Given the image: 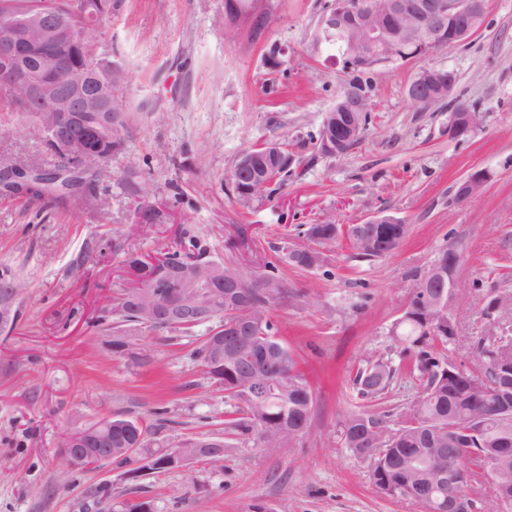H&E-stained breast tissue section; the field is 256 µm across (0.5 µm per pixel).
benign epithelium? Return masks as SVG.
<instances>
[{
	"instance_id": "7a95c632",
	"label": "benign epithelium",
	"mask_w": 512,
	"mask_h": 512,
	"mask_svg": "<svg viewBox=\"0 0 512 512\" xmlns=\"http://www.w3.org/2000/svg\"><path fill=\"white\" fill-rule=\"evenodd\" d=\"M488 8V0H331L320 18L319 41L341 37L342 57L368 68H375L396 55L399 37L386 26L367 25L358 40L349 38L357 17H366L380 10L402 21L411 33L410 42L416 44L412 54L404 59L424 56L447 47L459 45L479 30V20ZM103 5L84 4L85 26L77 31L68 11H17L0 18V73L21 96L23 103L35 112L37 124L47 136L58 142L63 153L77 165L56 170L57 179L66 178L69 190L75 192L87 184L84 179L89 162L102 164V145L112 142L123 125V105L120 88L125 77L112 63L106 51L91 60L83 51L82 41L97 30ZM451 21L458 27L448 40L438 37ZM454 72L444 67L422 69L410 85L412 101L428 107L453 93ZM343 111L329 110L323 118L321 152L341 155L365 134V117L370 107V93L349 81L338 97ZM478 124V114L469 106L453 109L448 122V136L462 139L472 135ZM288 151L279 141L265 143L243 151L231 169V184L237 185L239 175L249 174L255 181L271 183L274 177L262 161ZM486 169L470 171L456 186L455 201L465 203L477 197L491 180ZM448 278L438 275L441 262L426 268L437 287V299L454 300L460 255L453 251L448 257ZM6 289L0 292V323L8 325L16 315L22 286L6 276ZM126 297L137 303L139 314L147 324L160 320L173 321L189 303L213 313V302L222 293L244 305L250 292L263 290L273 295L274 283L264 275L250 279L239 274L226 276L215 265L189 262L175 270L168 290L149 287L138 275H124ZM234 336L230 348L237 349L249 341L253 325L247 321V311L241 310L237 320L218 325L203 338L206 348L216 361L224 360V333ZM87 446L102 448L114 454L112 448V421L106 420L94 427L87 425L66 433L63 453L70 467L80 462ZM196 448H169L160 463L162 467L175 466L182 470L198 461Z\"/></svg>"
}]
</instances>
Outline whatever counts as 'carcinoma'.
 I'll return each instance as SVG.
<instances>
[{
	"instance_id": "cac0c4a2",
	"label": "carcinoma",
	"mask_w": 512,
	"mask_h": 512,
	"mask_svg": "<svg viewBox=\"0 0 512 512\" xmlns=\"http://www.w3.org/2000/svg\"><path fill=\"white\" fill-rule=\"evenodd\" d=\"M35 5L43 8H76L73 0H0V13L11 8ZM43 183L31 190V197L44 200L63 196ZM408 228L397 224H377L367 229L363 224H308L303 234L308 239L320 240V245L331 250L343 236L350 241L356 255L363 259L385 256L398 248ZM190 258L204 259V250L197 238L183 234L181 240L166 250V259L157 263L145 261L138 253H126L123 264L137 268L143 277L163 285L162 269L185 262ZM328 255L312 253L310 258L292 249L286 259L295 267L317 270L325 266ZM416 285L410 289V304L395 325L394 339L401 347L400 355L408 360L413 370L423 379V387L402 415L399 428L390 430L385 422L363 411L348 413L340 423V442L358 457H369L370 478L378 491L389 498L415 501L409 489L431 484L432 498L419 504L429 512H444L448 506V484L437 482L438 473L448 467V460L462 458L464 476L458 492L462 496V512H468L466 487L473 481L490 476L496 469L499 492L512 498V458L498 459L499 444L512 440V410L501 409L512 391L503 388L505 369H512V339L504 340L484 328L476 346V355L483 366L479 375L457 370L448 374L451 366L441 358L435 344H445L448 336V308L436 304L435 291L415 274ZM123 293L112 297L114 304L107 315L133 328L140 326L138 316L122 300ZM273 299L254 291L251 309L256 316V330L250 345L236 351H224V364L216 365L199 346L194 355L204 373L215 385L224 389L226 397L234 401L229 425L248 434L262 446L288 448L305 431L315 404L313 390L306 378L296 369L289 349L278 339L277 329L267 307ZM112 352L133 364L144 367L153 363L150 354L130 342L125 335L112 337ZM265 365V377L255 380L246 368L250 358ZM391 361L368 362L353 379V385L362 396H373L384 391L396 374ZM453 427L460 444L448 447V427ZM150 427L134 418H112V444L117 446L140 440V447L159 451L175 448L176 441L149 439Z\"/></svg>"
}]
</instances>
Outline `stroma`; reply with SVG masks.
I'll return each mask as SVG.
<instances>
[{"mask_svg": "<svg viewBox=\"0 0 512 512\" xmlns=\"http://www.w3.org/2000/svg\"><path fill=\"white\" fill-rule=\"evenodd\" d=\"M329 0H255L251 14L226 20L224 0H122L97 32L125 71L123 147L80 193L51 205L0 191V265L26 284L11 331L0 333V512H85L88 493L112 485L154 512H424L384 497L369 464L340 444L354 410L389 416L397 428L421 389L406 366L382 393L361 397L353 378L368 361H397L392 329L415 271L446 246L463 261L450 312L457 336L439 351L479 373L474 342L485 297L512 292V0H490L481 29L465 43L368 73L370 122L346 153L317 148L323 116L351 77L330 44H317ZM263 26H256V17ZM278 48L280 65L267 56ZM457 76L454 95L478 103L482 122L464 140L448 135L447 106L421 108L407 90L424 68ZM279 140L295 159L283 185L240 207L229 174L244 150ZM43 131L0 103V165L49 163ZM485 168L492 180L475 199L454 203L457 183ZM166 216L146 230L144 204ZM390 215L408 224L391 254L356 257L339 240L318 270L284 256L303 246L297 225L358 224ZM207 259L247 273L253 260L278 259L288 295L270 314L278 337L310 383L315 405L294 447L276 452L230 428L232 402L194 355L206 327L129 332L154 358L138 368L112 353L94 325L123 267L125 251L173 245L183 230ZM246 235L251 250L228 249ZM121 241L124 252L112 249ZM120 415L159 436L223 440L221 466L131 480L109 463L72 471L61 452L71 428Z\"/></svg>", "mask_w": 512, "mask_h": 512, "instance_id": "35a3bbf8", "label": "stroma"}]
</instances>
